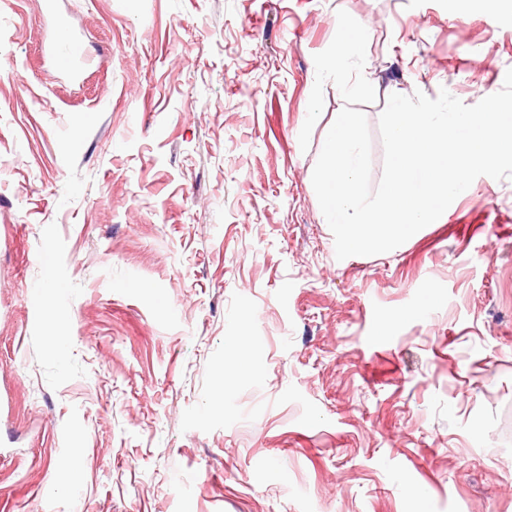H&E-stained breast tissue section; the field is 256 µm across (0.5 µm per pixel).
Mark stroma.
Wrapping results in <instances>:
<instances>
[{
	"label": "stroma",
	"instance_id": "35a3bbf8",
	"mask_svg": "<svg viewBox=\"0 0 512 512\" xmlns=\"http://www.w3.org/2000/svg\"><path fill=\"white\" fill-rule=\"evenodd\" d=\"M341 10L372 183L391 94L512 68V0H0V512H512V178L337 259L334 83L299 133ZM53 55L59 66L70 67L79 60L84 66L91 63V58L85 55L83 47L76 43L67 31H62L60 36L56 33L53 42Z\"/></svg>",
	"mask_w": 512,
	"mask_h": 512
}]
</instances>
